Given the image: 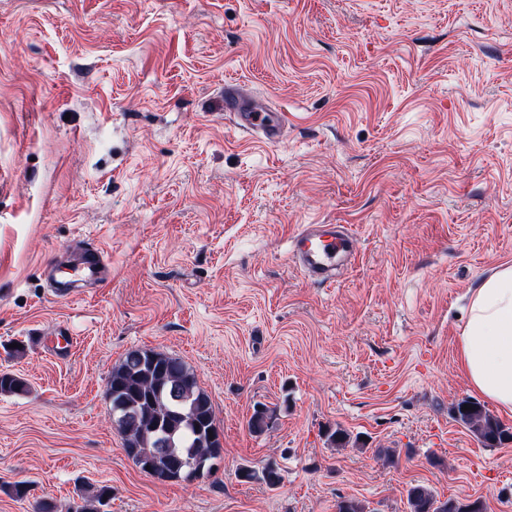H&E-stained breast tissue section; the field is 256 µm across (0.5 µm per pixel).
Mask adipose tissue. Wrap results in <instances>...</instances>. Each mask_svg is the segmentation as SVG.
Returning a JSON list of instances; mask_svg holds the SVG:
<instances>
[{"label":"adipose tissue","mask_w":512,"mask_h":512,"mask_svg":"<svg viewBox=\"0 0 512 512\" xmlns=\"http://www.w3.org/2000/svg\"><path fill=\"white\" fill-rule=\"evenodd\" d=\"M462 373L471 390L512 412V265L478 282L459 337Z\"/></svg>","instance_id":"obj_1"}]
</instances>
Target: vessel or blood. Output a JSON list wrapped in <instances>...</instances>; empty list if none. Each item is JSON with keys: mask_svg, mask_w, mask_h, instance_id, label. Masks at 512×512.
<instances>
[{"mask_svg": "<svg viewBox=\"0 0 512 512\" xmlns=\"http://www.w3.org/2000/svg\"><path fill=\"white\" fill-rule=\"evenodd\" d=\"M224 109L238 129L268 143L281 140L288 122L287 113L271 110L242 83L225 84ZM75 249L78 256L71 267V283L111 281L112 263L103 248L79 243ZM291 253L306 279L331 285L337 271L353 258V235L344 224H303L291 238Z\"/></svg>", "mask_w": 512, "mask_h": 512, "instance_id": "1", "label": "vessel or blood"}]
</instances>
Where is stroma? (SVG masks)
<instances>
[{
	"label": "stroma",
	"mask_w": 512,
	"mask_h": 512,
	"mask_svg": "<svg viewBox=\"0 0 512 512\" xmlns=\"http://www.w3.org/2000/svg\"><path fill=\"white\" fill-rule=\"evenodd\" d=\"M228 81L282 140L233 125ZM302 224L353 230L335 286L292 260ZM78 241L112 280L65 296L44 268ZM506 264L512 0H0V372L28 385L0 394V512L100 485L108 512H410L413 485L512 512V440L452 412L470 291ZM135 349L210 395L213 475L127 456L106 384ZM270 462L277 487L237 476ZM224 112H229L238 129L261 136L266 143L280 141L288 122L287 113L273 111L255 99L244 83L224 84Z\"/></svg>",
	"instance_id": "35a3bbf8"
}]
</instances>
